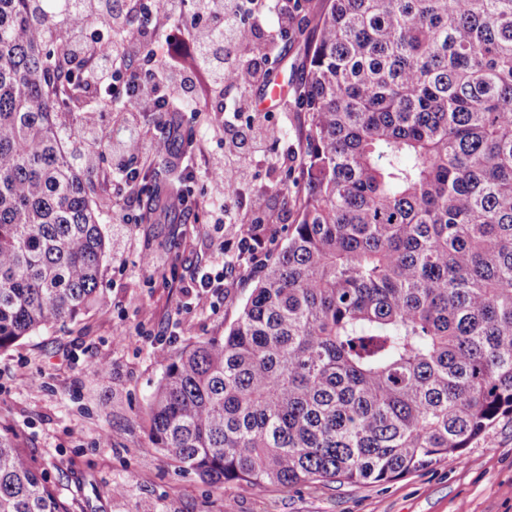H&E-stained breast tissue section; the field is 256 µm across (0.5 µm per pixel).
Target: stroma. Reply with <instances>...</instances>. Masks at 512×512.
Listing matches in <instances>:
<instances>
[{
	"label": "stroma",
	"mask_w": 512,
	"mask_h": 512,
	"mask_svg": "<svg viewBox=\"0 0 512 512\" xmlns=\"http://www.w3.org/2000/svg\"><path fill=\"white\" fill-rule=\"evenodd\" d=\"M327 0H301L288 39L271 56L286 96L271 123L287 136L267 145L239 193L225 198L206 178L215 162L237 164L223 133L205 132L191 115L196 194L224 199L233 223L208 213L186 224L168 209L142 224L104 213L112 239L104 262L103 301L78 320L40 330L0 352V436L12 439L45 474L71 512H512V416L497 420L464 454L433 461L381 484L274 485L241 493L182 470L153 443L147 406L166 360L197 340L223 335L237 318L272 252L295 223L300 185H284L306 148L308 114L302 104L307 57L319 34ZM263 195L265 209L250 201ZM263 221L269 244L257 260L238 261L216 308L198 306L187 287L197 275L238 251L235 222ZM151 255V267L139 263ZM104 370H96L98 361ZM109 444H99L102 432ZM123 494H113L115 486Z\"/></svg>",
	"instance_id": "1"
}]
</instances>
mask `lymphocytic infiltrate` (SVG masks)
Returning <instances> with one entry per match:
<instances>
[{"instance_id":"lymphocytic-infiltrate-1","label":"lymphocytic infiltrate","mask_w":512,"mask_h":512,"mask_svg":"<svg viewBox=\"0 0 512 512\" xmlns=\"http://www.w3.org/2000/svg\"><path fill=\"white\" fill-rule=\"evenodd\" d=\"M104 24L91 28L90 40L111 42L107 56L88 54L81 45L68 56L80 91L92 98L110 96L119 111L154 116L164 132L149 135L137 123H128L119 143L134 146L143 161L167 160L182 178L194 180L196 172L188 155L175 113L193 108L196 118L217 128L236 129L235 151L252 161L265 143L279 141L282 130L252 113L247 98L252 87L264 81L270 60L267 47L288 36V0H215L197 8L202 35L198 54H191V31L183 24L185 0H94ZM228 47L229 66L236 78L225 84V69L206 64L203 53L213 44ZM207 80L217 97L199 105L200 80ZM236 90L233 101H224L225 87Z\"/></svg>"}]
</instances>
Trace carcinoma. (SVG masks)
Here are the masks:
<instances>
[{"label": "carcinoma", "instance_id": "cac0c4a2", "mask_svg": "<svg viewBox=\"0 0 512 512\" xmlns=\"http://www.w3.org/2000/svg\"><path fill=\"white\" fill-rule=\"evenodd\" d=\"M0 0V351L103 300L56 66L101 23ZM303 192L222 336L171 356L152 438L213 484L385 483L512 416V0H329L308 54ZM0 512H70L0 437Z\"/></svg>", "mask_w": 512, "mask_h": 512}]
</instances>
